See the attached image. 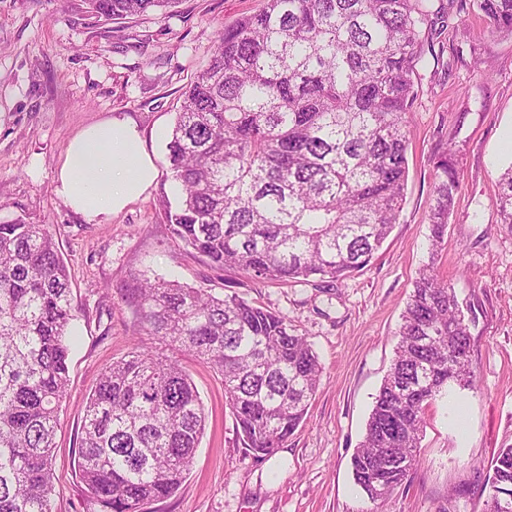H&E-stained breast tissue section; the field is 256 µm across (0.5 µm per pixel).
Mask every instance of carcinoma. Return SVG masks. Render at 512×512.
I'll list each match as a JSON object with an SVG mask.
<instances>
[{
	"label": "carcinoma",
	"mask_w": 512,
	"mask_h": 512,
	"mask_svg": "<svg viewBox=\"0 0 512 512\" xmlns=\"http://www.w3.org/2000/svg\"><path fill=\"white\" fill-rule=\"evenodd\" d=\"M122 20L174 0H88ZM493 33L512 34V0H473ZM467 0H267L224 27L184 92L167 144L173 235L217 268L259 282L340 279L370 262L398 223L408 176L407 114L424 39L445 34ZM461 185L456 152L435 161L429 214L441 246ZM512 231V168L498 181ZM145 334L86 397L77 468L89 512H146L174 495L205 429L203 402L176 353L210 365L243 447L272 457L304 421L322 365L281 314L235 294L175 281L132 290ZM75 308L50 225L0 222V512H53V456L69 387ZM395 355L352 457L355 485L386 499L418 463L427 406L471 386L469 319L453 288L424 268ZM485 512L512 496V445L483 486Z\"/></svg>",
	"instance_id": "1"
}]
</instances>
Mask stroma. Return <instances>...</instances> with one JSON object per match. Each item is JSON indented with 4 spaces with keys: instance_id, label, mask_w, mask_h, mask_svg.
Masks as SVG:
<instances>
[{
    "instance_id": "stroma-1",
    "label": "stroma",
    "mask_w": 512,
    "mask_h": 512,
    "mask_svg": "<svg viewBox=\"0 0 512 512\" xmlns=\"http://www.w3.org/2000/svg\"><path fill=\"white\" fill-rule=\"evenodd\" d=\"M266 0H179L125 20L84 0H0V220L50 225L72 281L76 338L70 393L56 435L54 512H88L74 468L83 405L106 366L143 340L128 296L165 278L237 293L284 315L322 364L305 421L264 461L242 447L224 384L207 364L181 362L208 414L194 464L149 512H483L499 449L512 445V232L499 222L498 180L512 166V35L490 34L478 12L445 34L450 68L423 54L408 116V179L398 224L368 265L341 280L257 284L218 269L176 239L161 203L173 197L167 143L183 92L207 66L218 34ZM485 59L489 78L472 72ZM112 118L134 123L157 169L147 191L105 223L54 191L71 139ZM454 140L463 177L441 250L429 212L434 162ZM454 288L470 320L472 388L427 407L418 463L385 501L356 488L351 458L394 357L395 333L426 265Z\"/></svg>"
}]
</instances>
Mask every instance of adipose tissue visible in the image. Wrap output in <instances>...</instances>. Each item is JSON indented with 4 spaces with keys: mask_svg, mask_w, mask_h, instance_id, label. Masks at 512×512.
Instances as JSON below:
<instances>
[{
    "mask_svg": "<svg viewBox=\"0 0 512 512\" xmlns=\"http://www.w3.org/2000/svg\"><path fill=\"white\" fill-rule=\"evenodd\" d=\"M154 179L153 162L137 128L129 121L111 119L71 140L55 192L90 221L103 223Z\"/></svg>",
    "mask_w": 512,
    "mask_h": 512,
    "instance_id": "1",
    "label": "adipose tissue"
}]
</instances>
